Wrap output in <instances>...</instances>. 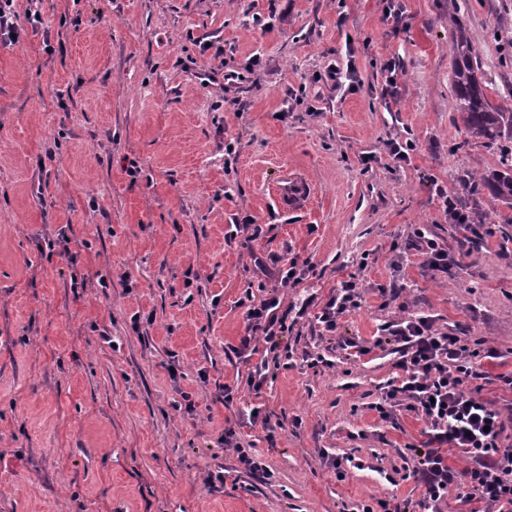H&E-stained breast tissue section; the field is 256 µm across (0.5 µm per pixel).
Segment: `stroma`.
<instances>
[{"label": "stroma", "mask_w": 512, "mask_h": 512, "mask_svg": "<svg viewBox=\"0 0 512 512\" xmlns=\"http://www.w3.org/2000/svg\"><path fill=\"white\" fill-rule=\"evenodd\" d=\"M400 24L386 16L388 6ZM44 27L0 43V512H360L418 503L424 423L383 421L398 357L383 324L430 316L483 339L480 394L512 406V224L469 174L499 150L453 108L448 0H40ZM492 104L512 96V0H458ZM62 34L49 54L45 31ZM259 58L249 67L250 58ZM396 63L388 85L386 63ZM358 86L327 80L329 65ZM237 71L241 80L227 81ZM412 143L407 159L390 143ZM314 193L294 210L285 177ZM482 224L471 253L438 189ZM258 233L230 236L233 219ZM65 229L77 266L46 256ZM447 250L450 273L413 249ZM313 270L282 286L275 257ZM87 276L71 288L72 268ZM106 276L107 287L97 279ZM361 288L337 331L316 319ZM290 313L261 392L233 352L245 299ZM334 368L312 365L317 356ZM235 387L225 401V386ZM195 403L185 410V400ZM260 419H252L251 409ZM232 428L270 470L224 446ZM360 458L337 477L331 458ZM223 472V485L206 482ZM278 196L283 209H293L308 201L312 195L311 184L301 177H288L278 187ZM417 239L413 246L427 256L426 263L432 270L448 272V253L439 247L434 239L426 238L424 233L416 231ZM358 290L356 282L352 280L344 281L340 288H336V293L330 296L321 311L316 315V319L323 325L324 329L335 331L340 315L359 308L361 298ZM236 433L231 429L224 430V446L227 448H233V450L237 453V457L240 463H242L245 468L251 474H262L265 478L269 475L267 468L256 461L253 457H251L246 450V448H241V444L236 439Z\"/></svg>", "instance_id": "35a3bbf8"}]
</instances>
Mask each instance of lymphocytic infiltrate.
<instances>
[{
  "instance_id": "f902f5d3",
  "label": "lymphocytic infiltrate",
  "mask_w": 512,
  "mask_h": 512,
  "mask_svg": "<svg viewBox=\"0 0 512 512\" xmlns=\"http://www.w3.org/2000/svg\"><path fill=\"white\" fill-rule=\"evenodd\" d=\"M279 307L274 297L250 302V333L241 337L237 355H255L258 336L270 350L279 348L288 331V316ZM381 331L375 344L393 346L401 376L381 386L375 408L384 420L401 411L414 413L427 427L426 441L410 448L425 488L423 512H436L458 478L466 501L483 504L486 512H512V444L502 439L504 412L470 386L478 376L480 349L469 337L438 331L430 317L417 314L386 323ZM452 448L463 449L464 469L449 466Z\"/></svg>"
}]
</instances>
